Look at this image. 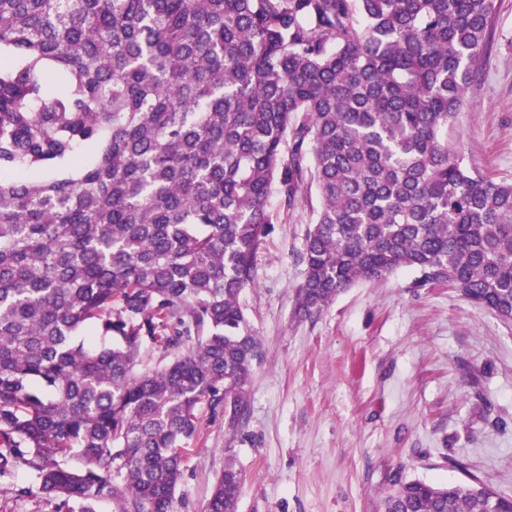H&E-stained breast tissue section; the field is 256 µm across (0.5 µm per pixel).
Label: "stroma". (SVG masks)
<instances>
[{"label": "stroma", "instance_id": "stroma-1", "mask_svg": "<svg viewBox=\"0 0 512 512\" xmlns=\"http://www.w3.org/2000/svg\"><path fill=\"white\" fill-rule=\"evenodd\" d=\"M448 143L512 180V0H496L478 78ZM316 196L272 224L241 300L260 342L241 422L200 410L177 512H202L226 458L244 477L238 512H380L393 474L436 484L480 478L512 495V321L445 283L399 269L360 281L322 312L296 311ZM0 480V512H52Z\"/></svg>", "mask_w": 512, "mask_h": 512}]
</instances>
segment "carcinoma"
Listing matches in <instances>:
<instances>
[{
    "instance_id": "obj_1",
    "label": "carcinoma",
    "mask_w": 512,
    "mask_h": 512,
    "mask_svg": "<svg viewBox=\"0 0 512 512\" xmlns=\"http://www.w3.org/2000/svg\"><path fill=\"white\" fill-rule=\"evenodd\" d=\"M494 10L0 0V477L26 466L53 512H175L199 406L244 416L274 193L319 200L298 311L413 268L512 319V182L448 146ZM243 487L227 458L204 512ZM382 512L512 495L398 477Z\"/></svg>"
}]
</instances>
